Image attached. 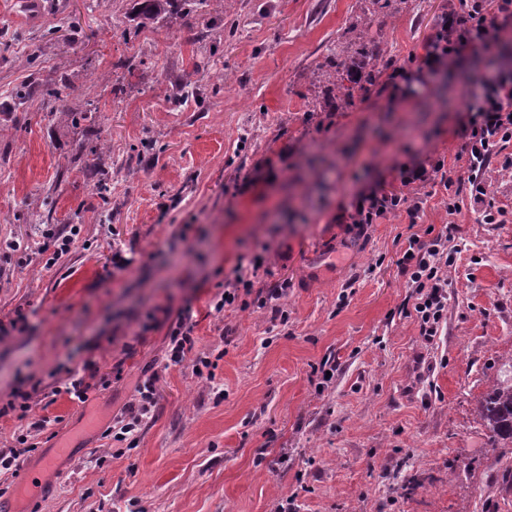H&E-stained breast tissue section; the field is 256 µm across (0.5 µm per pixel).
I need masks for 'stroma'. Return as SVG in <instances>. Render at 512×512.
Here are the masks:
<instances>
[{"label": "stroma", "mask_w": 512, "mask_h": 512, "mask_svg": "<svg viewBox=\"0 0 512 512\" xmlns=\"http://www.w3.org/2000/svg\"><path fill=\"white\" fill-rule=\"evenodd\" d=\"M445 2L389 0L357 37L393 65L420 58ZM135 5L0 0V113L15 111L0 120V321L26 318L0 339V407L41 386L28 418L0 417V452L28 434L36 471L78 447L32 512H276L291 495L299 512H512V454L479 415L512 352V173L497 158L483 176L498 224L429 185L402 189L417 224L403 210L363 233L336 221L357 194L399 187L397 163L455 165L480 50L349 103L320 67L368 0H209L161 27ZM49 230L67 252L46 250ZM428 231L453 257L430 343L397 267ZM116 246L130 269L113 268ZM256 253L269 272L255 287L288 285L287 320L211 307ZM187 300L211 382L168 366L170 323L148 319ZM88 362V401L57 393L52 370ZM151 378L157 408L131 448L109 431ZM407 454L421 484L390 493Z\"/></svg>", "instance_id": "35a3bbf8"}]
</instances>
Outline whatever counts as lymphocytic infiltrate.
<instances>
[{
	"label": "lymphocytic infiltrate",
	"instance_id": "f902f5d3",
	"mask_svg": "<svg viewBox=\"0 0 512 512\" xmlns=\"http://www.w3.org/2000/svg\"><path fill=\"white\" fill-rule=\"evenodd\" d=\"M463 8L446 27H440L434 40L421 57L417 69L396 67L392 78L410 80L436 76L462 51L471 46H481L487 57H495L499 47L498 31L502 21L512 18V0H461ZM465 141L459 151L465 157L469 179H461L454 169L448 168L444 158L429 164L413 161L396 164L394 170L402 186L438 184L444 189L468 187L484 223L496 221L494 203L484 182L478 175L489 167L507 146L512 145V71L499 72L492 79L479 83L474 102L469 107L468 124L464 130ZM348 216L349 223L357 226L376 224L389 214L404 209L410 218H417L420 204H408L405 196L396 192L373 190L359 193ZM448 240L436 236L422 241L419 236L408 240L399 271L405 277L414 298L413 310L419 322L420 334L426 339L437 336L444 313L448 308ZM262 267L260 257H253L250 267L236 266L231 277L225 278L224 290L213 304L215 312H223L242 296H253L257 307L264 308L285 295V288L272 289L267 294H254L253 274ZM192 308L184 306L179 320L171 332V363L191 362L196 375H203L210 362L196 354L193 335Z\"/></svg>",
	"mask_w": 512,
	"mask_h": 512
}]
</instances>
